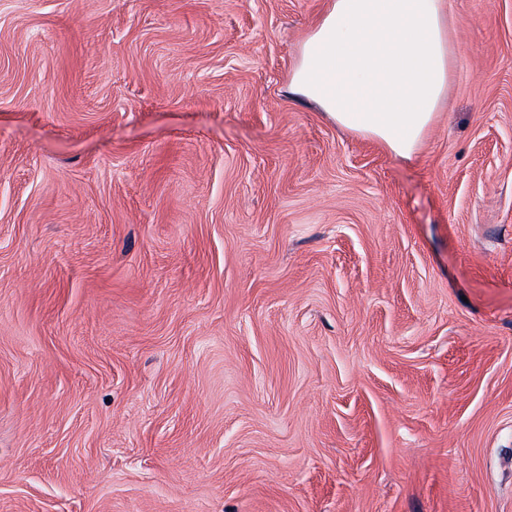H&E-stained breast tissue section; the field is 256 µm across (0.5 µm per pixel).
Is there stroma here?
<instances>
[{
    "instance_id": "stroma-1",
    "label": "stroma",
    "mask_w": 512,
    "mask_h": 512,
    "mask_svg": "<svg viewBox=\"0 0 512 512\" xmlns=\"http://www.w3.org/2000/svg\"><path fill=\"white\" fill-rule=\"evenodd\" d=\"M417 158L291 90L329 0H0V512H512V0Z\"/></svg>"
}]
</instances>
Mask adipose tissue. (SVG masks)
Segmentation results:
<instances>
[{"label":"adipose tissue","mask_w":512,"mask_h":512,"mask_svg":"<svg viewBox=\"0 0 512 512\" xmlns=\"http://www.w3.org/2000/svg\"><path fill=\"white\" fill-rule=\"evenodd\" d=\"M451 68L447 0H330L300 48L291 83L338 126L410 160Z\"/></svg>","instance_id":"ef3b65f1"}]
</instances>
